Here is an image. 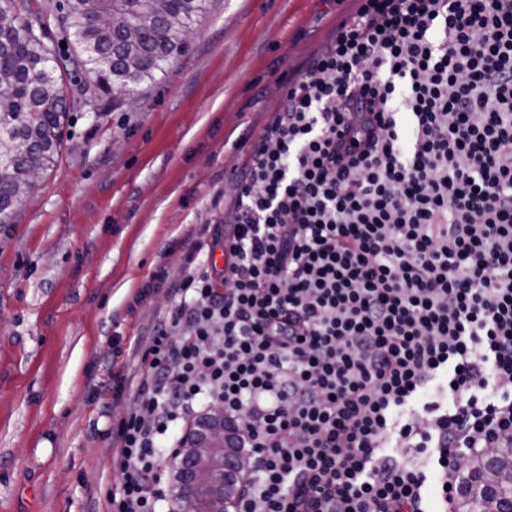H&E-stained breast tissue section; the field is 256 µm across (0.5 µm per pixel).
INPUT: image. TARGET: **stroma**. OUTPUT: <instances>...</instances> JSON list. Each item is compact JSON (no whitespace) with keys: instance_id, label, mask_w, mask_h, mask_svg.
I'll use <instances>...</instances> for the list:
<instances>
[{"instance_id":"obj_1","label":"stroma","mask_w":512,"mask_h":512,"mask_svg":"<svg viewBox=\"0 0 512 512\" xmlns=\"http://www.w3.org/2000/svg\"><path fill=\"white\" fill-rule=\"evenodd\" d=\"M347 0H209L188 49L133 98L113 101L79 70L64 145L0 224V512H100L112 441L91 429L95 390L122 349L134 371L167 309L133 299L157 269L181 276L189 247L224 219L280 82L332 31Z\"/></svg>"}]
</instances>
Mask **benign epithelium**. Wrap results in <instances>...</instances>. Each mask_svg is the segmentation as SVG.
Masks as SVG:
<instances>
[{
  "label": "benign epithelium",
  "instance_id": "7a95c632",
  "mask_svg": "<svg viewBox=\"0 0 512 512\" xmlns=\"http://www.w3.org/2000/svg\"><path fill=\"white\" fill-rule=\"evenodd\" d=\"M189 438L200 439L203 448L193 470L191 483L176 493L180 512H201L203 501L228 489L226 504H231L242 478L239 431L224 421V407H209L190 426Z\"/></svg>",
  "mask_w": 512,
  "mask_h": 512
}]
</instances>
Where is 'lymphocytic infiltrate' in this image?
Instances as JSON below:
<instances>
[{
    "label": "lymphocytic infiltrate",
    "instance_id": "f902f5d3",
    "mask_svg": "<svg viewBox=\"0 0 512 512\" xmlns=\"http://www.w3.org/2000/svg\"><path fill=\"white\" fill-rule=\"evenodd\" d=\"M205 231L223 268L146 281L170 304L92 398L103 512H161L208 403L248 450L237 512H456L512 445V0H353Z\"/></svg>",
    "mask_w": 512,
    "mask_h": 512
}]
</instances>
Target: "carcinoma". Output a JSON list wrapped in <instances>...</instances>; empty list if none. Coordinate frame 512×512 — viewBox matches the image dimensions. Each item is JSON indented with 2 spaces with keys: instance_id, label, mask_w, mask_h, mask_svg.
<instances>
[{
  "instance_id": "cac0c4a2",
  "label": "carcinoma",
  "mask_w": 512,
  "mask_h": 512,
  "mask_svg": "<svg viewBox=\"0 0 512 512\" xmlns=\"http://www.w3.org/2000/svg\"><path fill=\"white\" fill-rule=\"evenodd\" d=\"M207 0H62L72 64L96 88L118 87L133 95L157 80L164 65L187 48V35ZM18 12L16 0H0V224L34 185L32 172L52 167L63 144L70 104L61 65L47 32ZM498 473L496 486L483 472ZM461 512H512V448H497L470 464L459 497Z\"/></svg>"
}]
</instances>
